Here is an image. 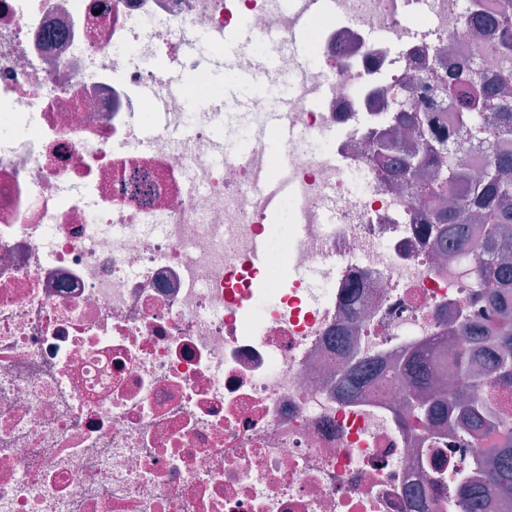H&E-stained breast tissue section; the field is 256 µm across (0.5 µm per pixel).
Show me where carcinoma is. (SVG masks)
I'll return each mask as SVG.
<instances>
[{"mask_svg":"<svg viewBox=\"0 0 512 512\" xmlns=\"http://www.w3.org/2000/svg\"><path fill=\"white\" fill-rule=\"evenodd\" d=\"M497 43L492 48L501 59L512 61V0H498L496 13L488 19ZM487 26L476 23L483 32ZM436 90L460 102L462 120L453 136L484 142L493 134L496 143L481 172L469 183L459 181V159L441 144L430 148L428 160L436 169L435 181L426 191L432 195L452 192L456 205L436 214L433 234L442 247L465 241L470 223L484 218L486 249L478 297L489 307L488 319L478 328L500 352L496 359L497 393L494 399L466 397L448 386V398L431 400L427 417L440 427H462L478 443L477 469L460 489V512H489L487 502L499 509L512 503V82L496 67L465 61L435 86L408 90L407 106L400 109L402 125L421 139L430 136L428 96ZM448 346V374L463 381H482L479 354L468 336H442L429 346L412 352L400 374L403 389L419 399L443 367L441 349Z\"/></svg>","mask_w":512,"mask_h":512,"instance_id":"obj_1","label":"carcinoma"}]
</instances>
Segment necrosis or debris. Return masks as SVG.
Returning a JSON list of instances; mask_svg holds the SVG:
<instances>
[{
  "label": "necrosis or debris",
  "mask_w": 512,
  "mask_h": 512,
  "mask_svg": "<svg viewBox=\"0 0 512 512\" xmlns=\"http://www.w3.org/2000/svg\"><path fill=\"white\" fill-rule=\"evenodd\" d=\"M492 5L329 0L316 65L288 51L262 74L254 43L297 30L279 0H0V512H455L476 445L395 374L480 324L485 238L427 239L440 202L394 180L423 144L393 109L474 56ZM243 25L229 74L297 77L284 167L257 140L225 153L268 102L225 113L188 51ZM177 79L204 92L195 122ZM364 363L382 374L343 395ZM252 135L253 131L248 127L240 129L224 128V151L236 153L245 144L249 143ZM251 152V145H247L239 151V156L246 160L250 156Z\"/></svg>",
  "instance_id": "obj_1"
}]
</instances>
